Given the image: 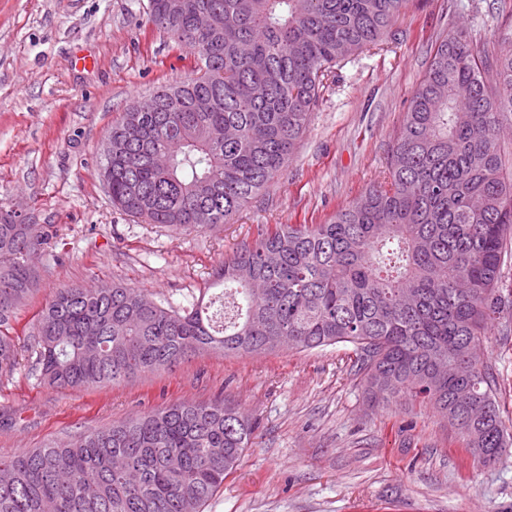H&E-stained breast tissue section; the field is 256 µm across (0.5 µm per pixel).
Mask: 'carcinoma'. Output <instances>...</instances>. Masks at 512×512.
Segmentation results:
<instances>
[{
	"label": "carcinoma",
	"mask_w": 512,
	"mask_h": 512,
	"mask_svg": "<svg viewBox=\"0 0 512 512\" xmlns=\"http://www.w3.org/2000/svg\"><path fill=\"white\" fill-rule=\"evenodd\" d=\"M150 0L196 66L107 133L112 205L184 231L226 224L288 164L341 60L378 46L407 0ZM512 27L443 39L394 137L388 178L326 224H277L224 260L191 308L114 284L56 289L27 343L10 335L52 234L0 212V377L23 357L59 389L125 381L201 353L354 347L372 402L452 417L484 464L512 445L497 379L470 344L512 325ZM255 423L233 404L173 403L0 459V512H186L234 472ZM483 449L477 457L475 449Z\"/></svg>",
	"instance_id": "obj_1"
}]
</instances>
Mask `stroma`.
I'll list each match as a JSON object with an SVG mask.
<instances>
[{
	"instance_id": "35a3bbf8",
	"label": "stroma",
	"mask_w": 512,
	"mask_h": 512,
	"mask_svg": "<svg viewBox=\"0 0 512 512\" xmlns=\"http://www.w3.org/2000/svg\"><path fill=\"white\" fill-rule=\"evenodd\" d=\"M512 0H409L383 49L337 65L287 166L226 224L192 232L113 208L103 140L136 100L195 64L150 20V0H0V211L50 225L37 277L15 311L27 338L67 285L122 282L177 308L259 225L325 224L383 182L392 140L436 42L457 29L497 37ZM92 66H83L82 56ZM484 357L512 429V332ZM351 346L199 354L100 386L57 389L27 367L0 379V457L177 402H228L256 429L204 512H512V448L490 465L461 450L440 415L369 402Z\"/></svg>"
}]
</instances>
